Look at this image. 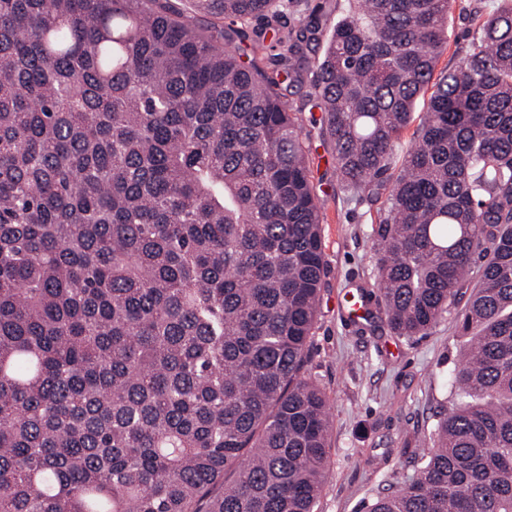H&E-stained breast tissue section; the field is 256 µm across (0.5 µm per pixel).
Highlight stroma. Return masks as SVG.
<instances>
[{
  "label": "stroma",
  "mask_w": 512,
  "mask_h": 512,
  "mask_svg": "<svg viewBox=\"0 0 512 512\" xmlns=\"http://www.w3.org/2000/svg\"><path fill=\"white\" fill-rule=\"evenodd\" d=\"M496 0H453L448 46L438 69L461 62L475 10ZM314 72L299 87H284L298 109L309 150L311 180L321 199L327 262L321 306L307 372L326 395L331 421L328 463L315 512H363L377 496L404 487L415 475L427 442L447 406L448 371L464 342L454 320L428 336L390 335L379 319L348 317L341 304L374 283V241L380 203L344 191L322 113L310 97Z\"/></svg>",
  "instance_id": "stroma-1"
}]
</instances>
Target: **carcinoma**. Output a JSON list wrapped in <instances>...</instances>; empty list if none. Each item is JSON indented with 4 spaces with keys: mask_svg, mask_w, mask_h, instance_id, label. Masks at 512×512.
<instances>
[{
    "mask_svg": "<svg viewBox=\"0 0 512 512\" xmlns=\"http://www.w3.org/2000/svg\"><path fill=\"white\" fill-rule=\"evenodd\" d=\"M195 4L281 68L175 0H0V512H315L326 260L280 87L320 17ZM348 4L313 89L338 181L384 198L378 318L472 338L416 475L366 512H512V0L439 73L451 0ZM178 4L179 8L191 17L195 28L199 31L205 32L214 26L219 28L224 26L223 17L211 13L196 11L193 6V0H182V2H179Z\"/></svg>",
    "mask_w": 512,
    "mask_h": 512,
    "instance_id": "cac0c4a2",
    "label": "carcinoma"
}]
</instances>
